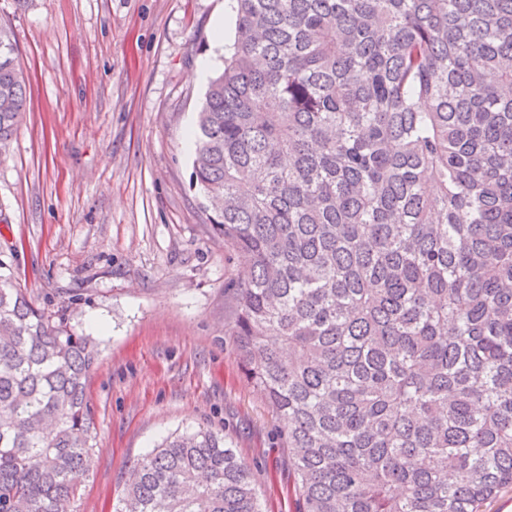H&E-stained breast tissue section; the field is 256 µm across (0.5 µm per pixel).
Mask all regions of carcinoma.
Here are the masks:
<instances>
[{"instance_id":"obj_1","label":"carcinoma","mask_w":512,"mask_h":512,"mask_svg":"<svg viewBox=\"0 0 512 512\" xmlns=\"http://www.w3.org/2000/svg\"><path fill=\"white\" fill-rule=\"evenodd\" d=\"M192 183L249 276L231 335L297 512H480L512 487V0H234ZM26 77L0 25V151ZM89 339L0 279V512H67L96 449ZM116 512H263L209 429Z\"/></svg>"}]
</instances>
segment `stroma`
<instances>
[{
    "label": "stroma",
    "mask_w": 512,
    "mask_h": 512,
    "mask_svg": "<svg viewBox=\"0 0 512 512\" xmlns=\"http://www.w3.org/2000/svg\"><path fill=\"white\" fill-rule=\"evenodd\" d=\"M0 24L29 80L0 154V274L97 350L98 450L69 512H114L141 458L198 427L251 465L265 512H295L284 423L230 334L244 270L190 186L195 70L216 28L234 40L228 0H0Z\"/></svg>",
    "instance_id": "1"
}]
</instances>
